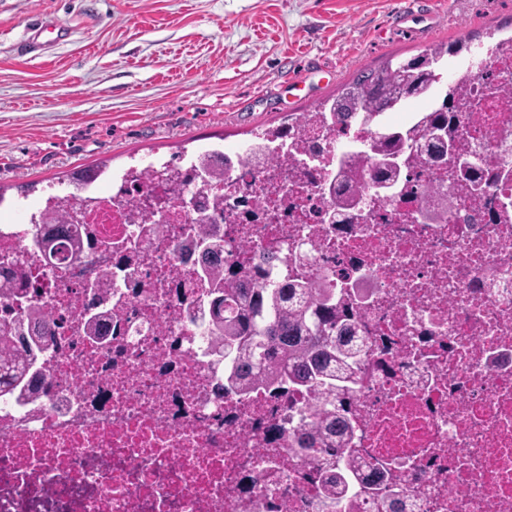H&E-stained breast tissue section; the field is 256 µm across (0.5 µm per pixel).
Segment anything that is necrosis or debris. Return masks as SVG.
I'll return each instance as SVG.
<instances>
[{"label": "necrosis or debris", "mask_w": 512, "mask_h": 512, "mask_svg": "<svg viewBox=\"0 0 512 512\" xmlns=\"http://www.w3.org/2000/svg\"><path fill=\"white\" fill-rule=\"evenodd\" d=\"M485 54L465 77L482 109L454 119L465 155L486 160L477 200L453 156L403 167L387 195L351 187L338 163L372 128L312 112L278 136L273 164L253 143L211 147L1 207L0 266L19 265L28 293L0 299V321L45 306L57 345L38 358L46 393H0V512H378L362 492L323 500L318 460L295 450L308 391L222 389L203 270L265 253L268 279L325 278L367 342L347 449L372 481L418 491L416 512H512V96L485 93L512 85V43ZM456 86L434 84L425 108L385 124L420 127ZM204 161L220 178H200ZM62 209L85 259L36 244ZM202 224L219 244L207 255L192 248ZM106 271L120 307L94 291ZM92 303L103 347L75 319Z\"/></svg>", "instance_id": "necrosis-or-debris-1"}]
</instances>
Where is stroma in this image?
<instances>
[{
	"instance_id": "obj_1",
	"label": "stroma",
	"mask_w": 512,
	"mask_h": 512,
	"mask_svg": "<svg viewBox=\"0 0 512 512\" xmlns=\"http://www.w3.org/2000/svg\"><path fill=\"white\" fill-rule=\"evenodd\" d=\"M37 10L68 35L31 53ZM511 34L512 0H0V189L247 143L361 71L468 35L478 68Z\"/></svg>"
}]
</instances>
